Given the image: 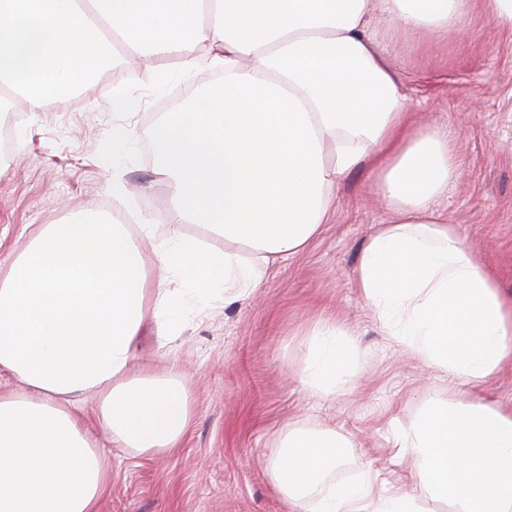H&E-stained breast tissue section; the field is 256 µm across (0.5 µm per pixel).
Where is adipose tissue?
I'll use <instances>...</instances> for the list:
<instances>
[{
	"mask_svg": "<svg viewBox=\"0 0 512 512\" xmlns=\"http://www.w3.org/2000/svg\"><path fill=\"white\" fill-rule=\"evenodd\" d=\"M475 0H0V112L42 109L113 60L192 54L207 42L222 84L161 119L155 173L179 224L201 223L223 252L174 236L149 267L148 225L82 215L46 224L0 267V512H99L112 460L85 421L94 406L114 447L176 448L191 420L176 370L137 368L146 313L168 340L190 309L245 299L271 261L318 234L336 190L369 169L393 211L366 241L355 286L383 330L456 396L428 403L393 446L414 489L373 471L330 480L348 440L288 426L269 468L287 512H419L418 494L455 512H512V411L471 386L512 357V300L437 203L459 174L447 133L412 127L408 96L372 30L382 15L410 30L461 29ZM177 287H169V280ZM356 368L350 329L316 322L305 389L334 392Z\"/></svg>",
	"mask_w": 512,
	"mask_h": 512,
	"instance_id": "obj_1",
	"label": "adipose tissue"
}]
</instances>
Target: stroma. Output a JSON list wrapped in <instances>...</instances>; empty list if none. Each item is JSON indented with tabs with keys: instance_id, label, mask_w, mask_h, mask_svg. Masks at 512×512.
I'll use <instances>...</instances> for the list:
<instances>
[{
	"instance_id": "obj_1",
	"label": "stroma",
	"mask_w": 512,
	"mask_h": 512,
	"mask_svg": "<svg viewBox=\"0 0 512 512\" xmlns=\"http://www.w3.org/2000/svg\"><path fill=\"white\" fill-rule=\"evenodd\" d=\"M467 26L466 38L383 20L376 29L405 82L413 126L452 134L461 176L440 211L511 298L512 32L480 6ZM113 53L117 62L107 78L22 113L19 121L0 114V131L13 125L17 148L0 163V263L21 252L42 225L64 223L75 213L149 225V236L140 240L149 261L176 233L223 251V237L203 224L174 223L149 157L150 134L164 113L222 82L209 66L210 45H196L191 69L178 51L149 66L123 63L122 45ZM117 92L130 103L121 112L112 109ZM107 148L116 166L103 163ZM116 168L131 186L120 198L111 190ZM393 219L367 172L358 170L339 186L319 235L302 252L268 266L254 297L216 300L204 315H188L165 344L147 321L139 361L155 369L178 366L192 418L171 452L113 449L100 512H284L268 469L291 421L332 426L352 441L333 482L358 479L368 469L395 481V430L408 426L427 401L447 399L451 383L385 335L355 286L364 243ZM320 320L356 333L359 368L330 396L310 393L299 380L305 335Z\"/></svg>"
}]
</instances>
